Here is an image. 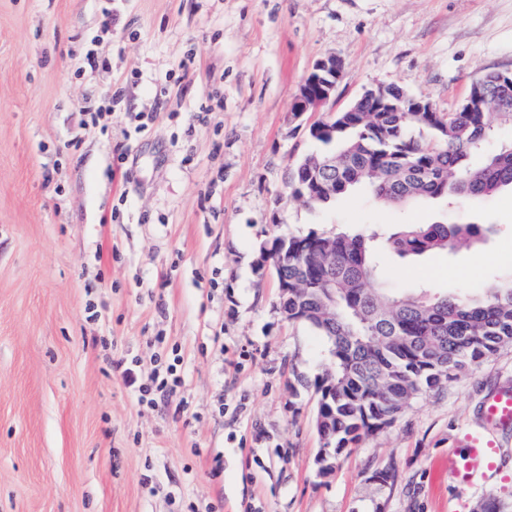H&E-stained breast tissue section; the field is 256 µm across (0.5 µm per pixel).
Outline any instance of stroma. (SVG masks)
<instances>
[{"label": "stroma", "instance_id": "obj_1", "mask_svg": "<svg viewBox=\"0 0 512 512\" xmlns=\"http://www.w3.org/2000/svg\"><path fill=\"white\" fill-rule=\"evenodd\" d=\"M328 56L345 64L331 109L394 83L450 112L512 72V0H0V512H512V454L475 486L448 476L487 396L512 387V350L318 469L315 380L334 358L281 316L261 246L452 215L500 231L386 253L390 282L434 294L512 269L508 191L291 197L290 168L322 146L315 113L290 109ZM174 354L181 386L141 403Z\"/></svg>", "mask_w": 512, "mask_h": 512}]
</instances>
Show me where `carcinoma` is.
Returning <instances> with one entry per match:
<instances>
[{
  "instance_id": "cac0c4a2",
  "label": "carcinoma",
  "mask_w": 512,
  "mask_h": 512,
  "mask_svg": "<svg viewBox=\"0 0 512 512\" xmlns=\"http://www.w3.org/2000/svg\"><path fill=\"white\" fill-rule=\"evenodd\" d=\"M512 105L493 112H338L336 132L313 140L336 151L307 155L288 185L313 180L307 163L336 159L335 184L306 193L319 206L367 186L388 205L419 199L481 202L512 190V142L494 148ZM429 130L421 144L415 132ZM491 223L384 224L355 232L279 236L261 248L288 287V321L305 323L331 345L334 367L316 380L327 399L324 430L336 454L396 420L419 395L512 349V270L459 291L428 295L391 287L380 253L401 258L452 253L485 241Z\"/></svg>"
}]
</instances>
